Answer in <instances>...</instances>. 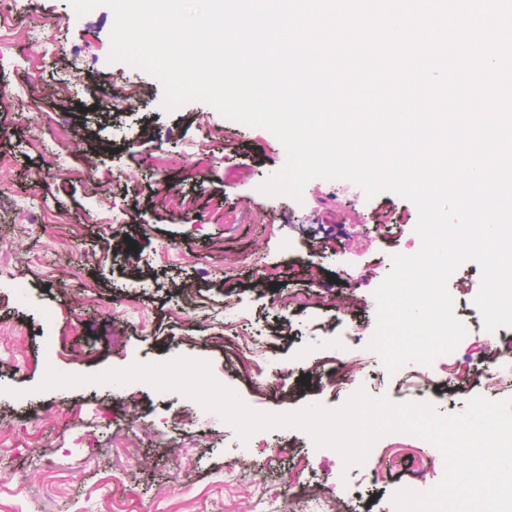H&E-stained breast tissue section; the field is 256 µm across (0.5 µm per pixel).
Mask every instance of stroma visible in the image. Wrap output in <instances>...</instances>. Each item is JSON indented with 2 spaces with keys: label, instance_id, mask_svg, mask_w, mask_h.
<instances>
[{
  "label": "stroma",
  "instance_id": "35a3bbf8",
  "mask_svg": "<svg viewBox=\"0 0 512 512\" xmlns=\"http://www.w3.org/2000/svg\"><path fill=\"white\" fill-rule=\"evenodd\" d=\"M10 21L33 40L53 28L57 50L35 66L23 44L0 58V198L14 201L0 206V250L13 257L10 274L0 276V325L22 330L0 334L9 349L0 357V512H108L115 502L126 512H288L299 495L288 478L299 468L305 484L335 490L340 512H395L396 490L436 486L445 466L437 456L416 464L411 450L425 441L411 434L381 437L373 460L348 468L302 430H261L245 443L219 413L194 419L196 401L142 382L38 391L50 368L91 375L186 356L208 361L216 380L258 412L335 408L360 387L453 415L484 392L486 339L467 336L455 349L471 364L458 388H448L440 365L423 387L418 363L391 372L376 356L355 385L332 387L328 363L349 359L373 337V292L393 254L421 248L415 204L389 192L355 198L343 179H313L298 200L264 194L261 184L286 163L282 144L203 102L166 111L158 79L110 61L108 7L78 17L70 0H19ZM129 91L138 110L103 108L105 96ZM208 127L224 135L199 148ZM163 150L179 162L160 172L153 160ZM53 154L56 172L46 166ZM88 167L96 183L73 178ZM33 191L49 212H66L68 223H30L15 203ZM185 197L193 214L180 210ZM243 209L253 221L231 226L216 217ZM385 214L399 220L392 233H354V225ZM115 215L122 219L116 235L105 228ZM164 250L176 255L174 264L161 262ZM311 264L319 270L313 285ZM311 285L332 306L299 313L274 305L277 294ZM188 287L194 310L174 318L172 293ZM447 287L458 299L456 317L480 324L479 266L463 263ZM19 288L29 293L22 303ZM228 302L245 310V327L267 341L274 364L290 367L288 376L244 379L232 354L212 344L225 330L220 311ZM132 306L144 310L146 327L127 322ZM92 410L96 422L80 426ZM124 434L128 447L116 446L114 436ZM243 458L250 479L224 485L227 468Z\"/></svg>",
  "mask_w": 512,
  "mask_h": 512
}]
</instances>
